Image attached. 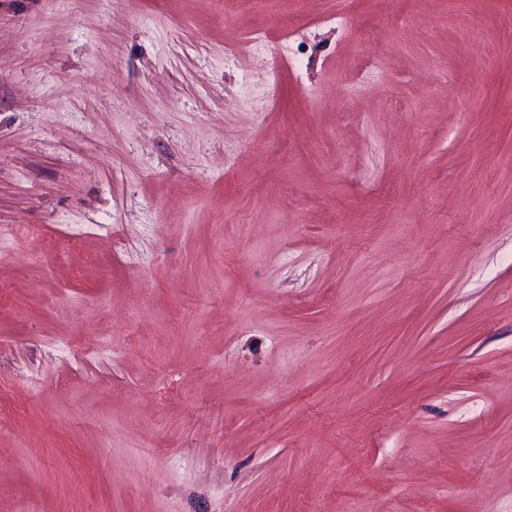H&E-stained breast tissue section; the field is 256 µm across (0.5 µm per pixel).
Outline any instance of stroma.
<instances>
[{"mask_svg": "<svg viewBox=\"0 0 512 512\" xmlns=\"http://www.w3.org/2000/svg\"><path fill=\"white\" fill-rule=\"evenodd\" d=\"M335 8L0 0V512H512V0Z\"/></svg>", "mask_w": 512, "mask_h": 512, "instance_id": "1", "label": "stroma"}]
</instances>
